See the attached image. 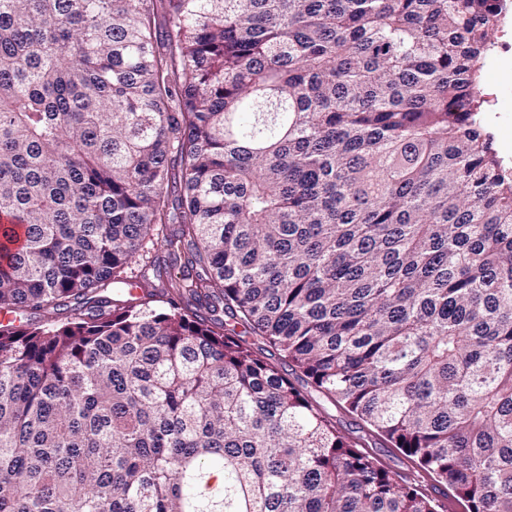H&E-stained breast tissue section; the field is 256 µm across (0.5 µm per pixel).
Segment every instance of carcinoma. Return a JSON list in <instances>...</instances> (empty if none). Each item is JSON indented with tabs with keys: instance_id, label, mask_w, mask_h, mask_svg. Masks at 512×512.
Segmentation results:
<instances>
[{
	"instance_id": "obj_1",
	"label": "carcinoma",
	"mask_w": 512,
	"mask_h": 512,
	"mask_svg": "<svg viewBox=\"0 0 512 512\" xmlns=\"http://www.w3.org/2000/svg\"><path fill=\"white\" fill-rule=\"evenodd\" d=\"M498 23L488 0H0V512H440L371 435L512 512ZM368 448H362V451L367 452L373 458H375L379 463L392 470L395 471L402 476L409 478L412 476L414 471L417 469L414 463L403 454H401L396 448H380L379 445H376V448L373 442L369 441Z\"/></svg>"
}]
</instances>
